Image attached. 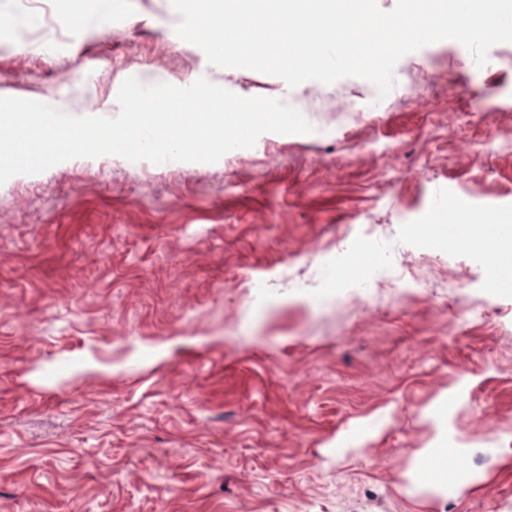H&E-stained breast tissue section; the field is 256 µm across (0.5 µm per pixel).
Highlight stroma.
Segmentation results:
<instances>
[{"mask_svg": "<svg viewBox=\"0 0 512 512\" xmlns=\"http://www.w3.org/2000/svg\"><path fill=\"white\" fill-rule=\"evenodd\" d=\"M48 6L0 0V97L113 118L128 77H204L313 131L0 185V512H512V291L426 231L512 224V42L408 53L381 99L211 66L171 0ZM456 435L441 436L435 442L434 448H427L421 459V466L427 468L433 473L431 483L440 490H447L448 485L458 486L461 482L467 480V473L463 469H458L459 460L456 456H461L465 450L462 445L455 440ZM448 446L450 448H448ZM450 449L455 455L448 452ZM448 453L447 469L444 465V454ZM454 471L453 473H450ZM450 473V474H448Z\"/></svg>", "mask_w": 512, "mask_h": 512, "instance_id": "35a3bbf8", "label": "stroma"}]
</instances>
